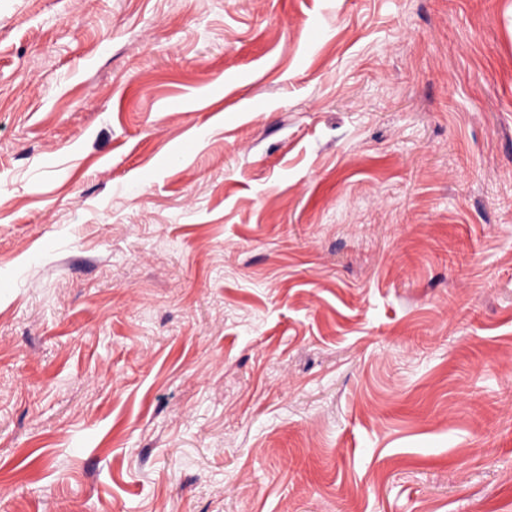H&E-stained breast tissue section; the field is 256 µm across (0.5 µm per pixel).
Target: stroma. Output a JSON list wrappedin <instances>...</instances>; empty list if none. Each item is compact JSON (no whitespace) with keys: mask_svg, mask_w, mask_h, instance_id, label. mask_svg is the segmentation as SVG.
Here are the masks:
<instances>
[{"mask_svg":"<svg viewBox=\"0 0 512 512\" xmlns=\"http://www.w3.org/2000/svg\"><path fill=\"white\" fill-rule=\"evenodd\" d=\"M0 512H512V0H0Z\"/></svg>","mask_w":512,"mask_h":512,"instance_id":"obj_1","label":"stroma"}]
</instances>
